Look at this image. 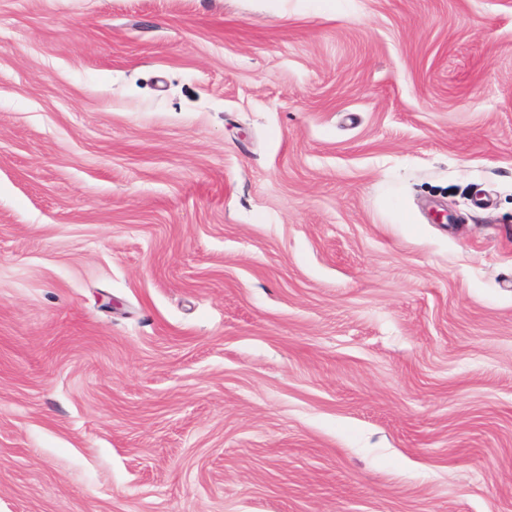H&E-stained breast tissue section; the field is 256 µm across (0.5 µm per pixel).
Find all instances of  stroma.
I'll list each match as a JSON object with an SVG mask.
<instances>
[{"mask_svg": "<svg viewBox=\"0 0 512 512\" xmlns=\"http://www.w3.org/2000/svg\"><path fill=\"white\" fill-rule=\"evenodd\" d=\"M0 512H512V0H0Z\"/></svg>", "mask_w": 512, "mask_h": 512, "instance_id": "obj_1", "label": "stroma"}]
</instances>
